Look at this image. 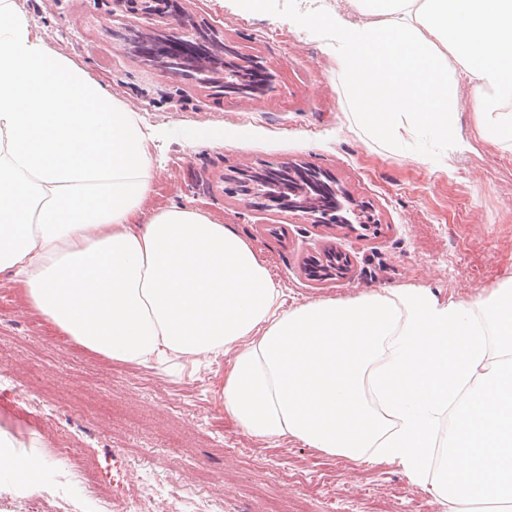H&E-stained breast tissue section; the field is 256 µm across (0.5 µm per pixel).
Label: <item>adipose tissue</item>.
<instances>
[{"label":"adipose tissue","instance_id":"obj_1","mask_svg":"<svg viewBox=\"0 0 512 512\" xmlns=\"http://www.w3.org/2000/svg\"><path fill=\"white\" fill-rule=\"evenodd\" d=\"M352 2L360 21L302 26L357 128L469 150L464 80L483 138L512 148V0ZM162 136L0 0V274L110 360L180 375L230 357L218 398L250 437L399 465L450 512L511 504L512 277L474 302L404 287L285 307L229 226L177 207L138 223Z\"/></svg>","mask_w":512,"mask_h":512}]
</instances>
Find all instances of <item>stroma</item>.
Here are the masks:
<instances>
[{
  "label": "stroma",
  "mask_w": 512,
  "mask_h": 512,
  "mask_svg": "<svg viewBox=\"0 0 512 512\" xmlns=\"http://www.w3.org/2000/svg\"><path fill=\"white\" fill-rule=\"evenodd\" d=\"M32 31L136 112L145 127L243 126L221 145L171 135L152 150L153 192L145 214L197 210L229 225L265 260L287 300L346 299L386 288L422 287L441 298L477 300L512 277V150L480 134L469 95L459 110L469 151L420 164L419 135L403 146L365 135L336 66L300 17L340 11L347 0H274L251 16L233 0H176L170 20L215 26L226 42L258 57L272 92L241 104L195 88L126 42L151 34L153 20L112 0H17ZM294 163L341 189L372 214L376 228L314 224L262 200L243 206L227 178L246 165ZM340 250L343 278L309 280L312 259ZM223 363L180 378L83 351L0 275V432L34 451L42 467V512H195L204 497L224 512H262L267 503L306 497L309 512H448L430 488L397 465H356L297 441H261L224 413L215 390Z\"/></svg>",
  "instance_id": "obj_1"
}]
</instances>
